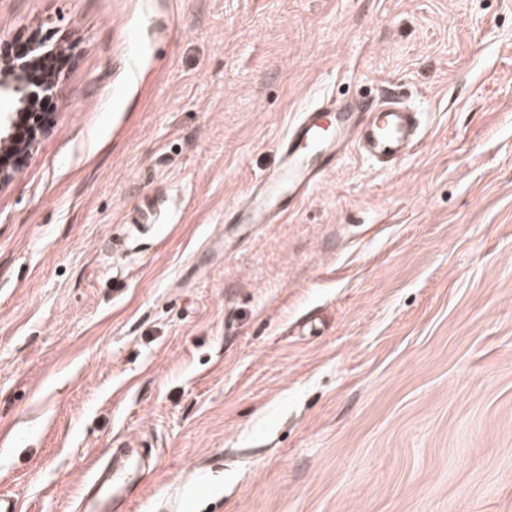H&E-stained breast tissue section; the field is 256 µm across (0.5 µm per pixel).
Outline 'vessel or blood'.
I'll list each match as a JSON object with an SVG mask.
<instances>
[{"instance_id": "b4317fda", "label": "vessel or blood", "mask_w": 512, "mask_h": 512, "mask_svg": "<svg viewBox=\"0 0 512 512\" xmlns=\"http://www.w3.org/2000/svg\"><path fill=\"white\" fill-rule=\"evenodd\" d=\"M419 129L418 112L400 102L323 97L299 112L279 138L278 167L224 216L245 231L280 223L349 149L390 166L418 145ZM102 460L90 477L89 493L77 503L78 512H112L113 503L141 477V453L131 442L105 449Z\"/></svg>"}]
</instances>
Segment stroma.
Returning a JSON list of instances; mask_svg holds the SVG:
<instances>
[{"label":"stroma","instance_id":"35a3bbf8","mask_svg":"<svg viewBox=\"0 0 512 512\" xmlns=\"http://www.w3.org/2000/svg\"><path fill=\"white\" fill-rule=\"evenodd\" d=\"M32 36L68 55L0 187V492L73 512L131 436L123 512H512V0H0ZM325 93L422 140L241 239Z\"/></svg>","mask_w":512,"mask_h":512}]
</instances>
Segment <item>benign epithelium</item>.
I'll list each match as a JSON object with an SVG mask.
<instances>
[{
    "label": "benign epithelium",
    "mask_w": 512,
    "mask_h": 512,
    "mask_svg": "<svg viewBox=\"0 0 512 512\" xmlns=\"http://www.w3.org/2000/svg\"><path fill=\"white\" fill-rule=\"evenodd\" d=\"M53 55L41 40L32 38L20 54L0 46V100L8 101L12 111L0 113V148L24 160L50 124V114L30 112L38 97L52 94L55 82L31 77L34 66Z\"/></svg>",
    "instance_id": "1"
}]
</instances>
